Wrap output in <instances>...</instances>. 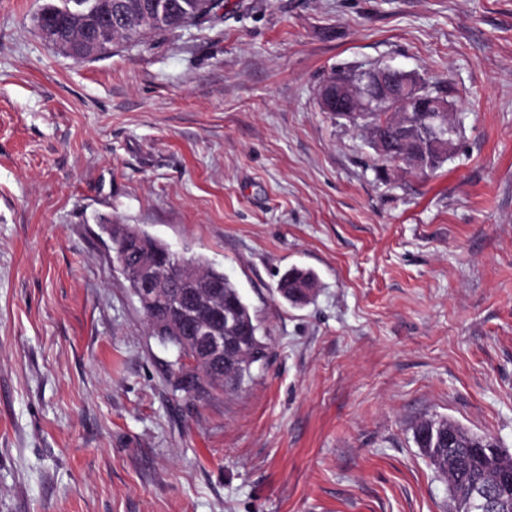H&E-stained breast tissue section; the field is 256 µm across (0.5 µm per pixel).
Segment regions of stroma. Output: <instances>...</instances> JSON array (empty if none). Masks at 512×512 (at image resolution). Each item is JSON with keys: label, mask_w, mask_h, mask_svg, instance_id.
<instances>
[{"label": "stroma", "mask_w": 512, "mask_h": 512, "mask_svg": "<svg viewBox=\"0 0 512 512\" xmlns=\"http://www.w3.org/2000/svg\"><path fill=\"white\" fill-rule=\"evenodd\" d=\"M48 2L0 0V512H453L416 424L512 450V0H224L81 63ZM383 65L460 123L427 179L319 106ZM105 218L238 285L236 391L176 390ZM316 276L313 272L304 269L293 268L288 270L285 275L277 282L275 292L279 298L286 303L299 305L292 300V295L299 288L314 285L316 287Z\"/></svg>", "instance_id": "obj_1"}]
</instances>
